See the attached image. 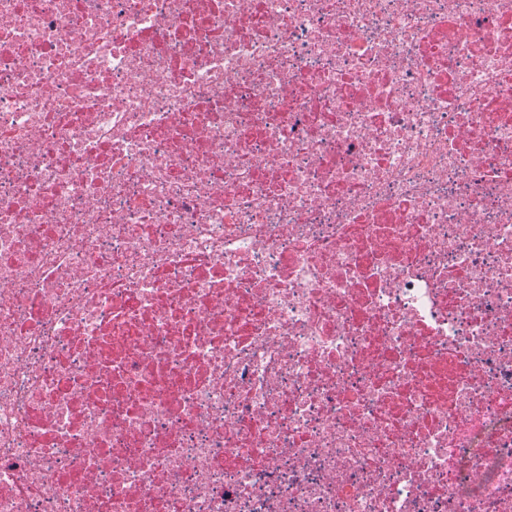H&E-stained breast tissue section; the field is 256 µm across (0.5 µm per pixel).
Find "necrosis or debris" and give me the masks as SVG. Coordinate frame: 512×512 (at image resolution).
Segmentation results:
<instances>
[{
	"mask_svg": "<svg viewBox=\"0 0 512 512\" xmlns=\"http://www.w3.org/2000/svg\"><path fill=\"white\" fill-rule=\"evenodd\" d=\"M0 512H512V0H0Z\"/></svg>",
	"mask_w": 512,
	"mask_h": 512,
	"instance_id": "necrosis-or-debris-1",
	"label": "necrosis or debris"
}]
</instances>
